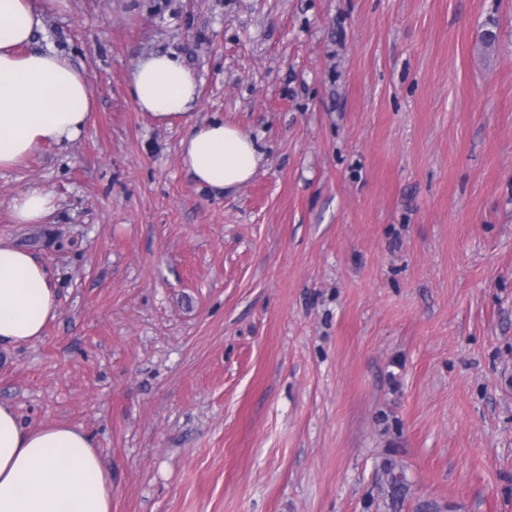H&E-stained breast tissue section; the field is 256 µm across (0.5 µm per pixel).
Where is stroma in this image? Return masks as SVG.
<instances>
[{"label":"stroma","mask_w":512,"mask_h":512,"mask_svg":"<svg viewBox=\"0 0 512 512\" xmlns=\"http://www.w3.org/2000/svg\"><path fill=\"white\" fill-rule=\"evenodd\" d=\"M88 129L0 171L52 275L0 402L82 427L112 512H512V0H37ZM172 52L264 161L216 196L128 92ZM51 189L46 224L9 201ZM384 476L386 495L391 507L396 509L403 504L408 488L405 472L402 468L397 469V466L389 463L384 468Z\"/></svg>","instance_id":"1"}]
</instances>
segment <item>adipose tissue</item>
<instances>
[{
	"mask_svg": "<svg viewBox=\"0 0 512 512\" xmlns=\"http://www.w3.org/2000/svg\"><path fill=\"white\" fill-rule=\"evenodd\" d=\"M42 27L33 0H0V170L63 147L91 121L88 76L56 49L32 48ZM129 92L139 111L167 123L188 117L199 87L179 57L160 52L137 61ZM181 154L194 181L217 194L247 183L262 161L252 136L217 118L190 123ZM56 207L41 185L10 202L17 224L46 223ZM57 316L47 268L0 240V343L40 340ZM0 512H112V480L91 436L62 423L25 427L13 406L0 403Z\"/></svg>",
	"mask_w": 512,
	"mask_h": 512,
	"instance_id": "1",
	"label": "adipose tissue"
}]
</instances>
